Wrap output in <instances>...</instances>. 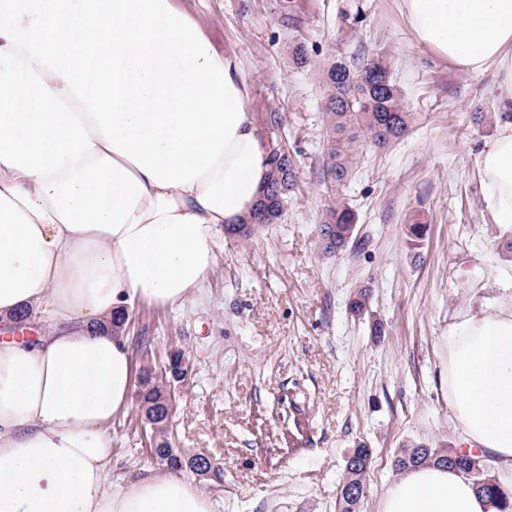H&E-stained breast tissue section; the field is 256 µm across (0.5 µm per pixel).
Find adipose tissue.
<instances>
[{
    "mask_svg": "<svg viewBox=\"0 0 512 512\" xmlns=\"http://www.w3.org/2000/svg\"><path fill=\"white\" fill-rule=\"evenodd\" d=\"M415 41L495 70L482 193L512 224V0H402ZM240 60L173 0H0V512H211L176 474L112 482L133 352L113 316L190 300L225 226L250 223L268 143ZM440 376L463 442L512 488V294L455 313ZM378 512H496L462 474L410 468Z\"/></svg>",
    "mask_w": 512,
    "mask_h": 512,
    "instance_id": "adipose-tissue-1",
    "label": "adipose tissue"
}]
</instances>
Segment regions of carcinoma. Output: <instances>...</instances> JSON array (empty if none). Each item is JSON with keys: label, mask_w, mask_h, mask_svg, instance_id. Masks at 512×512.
<instances>
[{"label": "carcinoma", "mask_w": 512, "mask_h": 512, "mask_svg": "<svg viewBox=\"0 0 512 512\" xmlns=\"http://www.w3.org/2000/svg\"><path fill=\"white\" fill-rule=\"evenodd\" d=\"M326 85L325 111L327 119V176L334 185L345 182L352 174L359 152L366 148H384L401 138L411 124L405 99L393 82L386 56L376 53L361 61L338 59L324 75ZM261 120L269 130L270 193L260 204L254 221L275 224L281 219L288 195L298 183L293 158L286 155L281 141L284 116L272 110ZM354 214L338 205L329 209L319 227L323 250L333 253L349 243L358 248L365 241L353 240ZM140 398L144 406L163 395L165 381L145 372L140 377ZM155 461L173 472L187 471V464L172 447L156 450ZM371 459L370 449L357 448L346 463L338 508L344 509L365 496L364 476ZM433 462L462 473L471 480L479 493L494 502L498 512H512V494L491 479L480 457L460 452L456 448H410L395 460L394 467L404 471L410 467Z\"/></svg>", "instance_id": "cac0c4a2"}]
</instances>
